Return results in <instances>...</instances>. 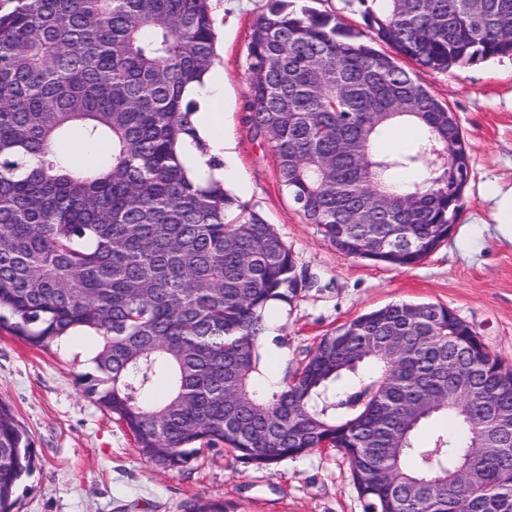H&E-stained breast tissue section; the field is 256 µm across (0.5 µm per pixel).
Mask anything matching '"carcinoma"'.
<instances>
[{"instance_id":"cac0c4a2","label":"carcinoma","mask_w":512,"mask_h":512,"mask_svg":"<svg viewBox=\"0 0 512 512\" xmlns=\"http://www.w3.org/2000/svg\"><path fill=\"white\" fill-rule=\"evenodd\" d=\"M7 2L0 327L44 349L96 337L80 392L160 470L205 447L269 468L328 446L363 512H512V366L449 307L361 314L265 384L268 312L308 282L273 226L177 151L198 140L189 88L216 61L209 0ZM293 2L267 0L251 24V132L338 253L416 265L463 209L469 156L453 111L401 60L445 73L512 55V0H355L362 31ZM397 123L414 136L382 149ZM75 128L112 142L94 169L54 150ZM32 462L0 402V512Z\"/></svg>"}]
</instances>
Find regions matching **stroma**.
<instances>
[{
    "mask_svg": "<svg viewBox=\"0 0 512 512\" xmlns=\"http://www.w3.org/2000/svg\"><path fill=\"white\" fill-rule=\"evenodd\" d=\"M267 0H210L216 63L224 71L222 133L226 186L273 224L308 288L274 307L277 335L260 349L267 377H284L321 336L358 315L406 301L451 308L488 350L512 364V239L500 230L488 184L512 188V56L419 79L456 113L470 155L463 210L433 254L398 268L336 252L281 186L269 143L247 124L250 25ZM95 337L78 333L61 348L36 349L0 328V401L33 441L34 465L19 481L14 512H362L348 462L315 449L273 469L244 463L226 448L204 451L188 468L162 472L136 452L130 432L85 398L78 375L91 370Z\"/></svg>",
    "mask_w": 512,
    "mask_h": 512,
    "instance_id": "35a3bbf8",
    "label": "stroma"
}]
</instances>
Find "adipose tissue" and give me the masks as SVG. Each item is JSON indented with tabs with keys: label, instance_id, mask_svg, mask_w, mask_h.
Masks as SVG:
<instances>
[{
	"label": "adipose tissue",
	"instance_id": "ef3b65f1",
	"mask_svg": "<svg viewBox=\"0 0 512 512\" xmlns=\"http://www.w3.org/2000/svg\"><path fill=\"white\" fill-rule=\"evenodd\" d=\"M192 96L199 105L195 124L206 148L201 151L188 144L184 146L183 154L188 158L198 179L223 180L226 175L225 169L209 164L210 158H220L224 155V139L218 133L221 125L218 108L224 98L223 72L214 69L207 73L202 83L193 86Z\"/></svg>",
	"mask_w": 512,
	"mask_h": 512
}]
</instances>
